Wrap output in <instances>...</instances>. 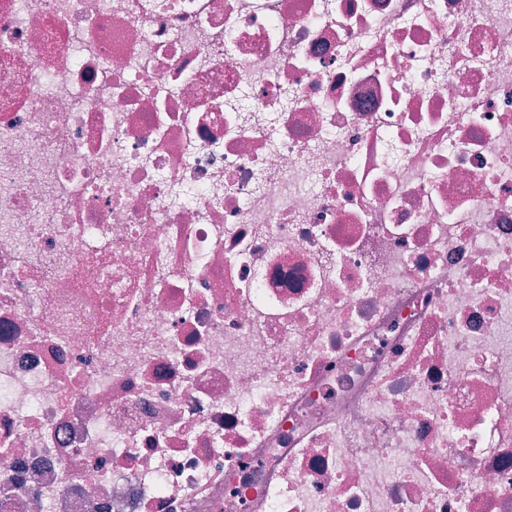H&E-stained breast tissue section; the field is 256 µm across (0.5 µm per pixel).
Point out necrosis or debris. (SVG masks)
Segmentation results:
<instances>
[{"label":"necrosis or debris","mask_w":512,"mask_h":512,"mask_svg":"<svg viewBox=\"0 0 512 512\" xmlns=\"http://www.w3.org/2000/svg\"><path fill=\"white\" fill-rule=\"evenodd\" d=\"M0 512H512V0H0Z\"/></svg>","instance_id":"4bbe7bcc"}]
</instances>
